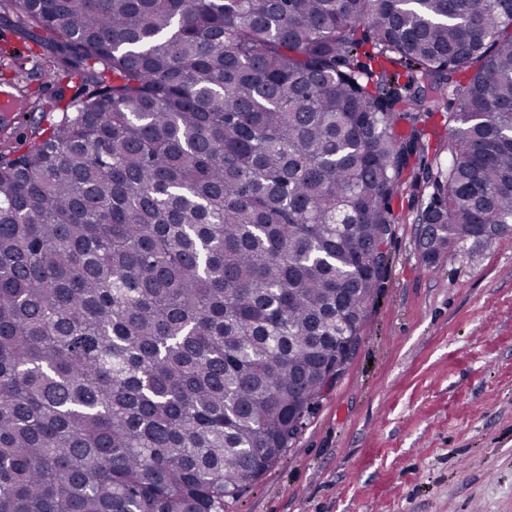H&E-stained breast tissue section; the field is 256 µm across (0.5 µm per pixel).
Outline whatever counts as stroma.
<instances>
[{
    "label": "stroma",
    "mask_w": 512,
    "mask_h": 512,
    "mask_svg": "<svg viewBox=\"0 0 512 512\" xmlns=\"http://www.w3.org/2000/svg\"><path fill=\"white\" fill-rule=\"evenodd\" d=\"M38 39L0 11V148L25 151L57 113L8 100L81 94ZM425 187L393 204V235L358 345L289 449L227 512H512V232L429 261L414 217Z\"/></svg>",
    "instance_id": "stroma-1"
}]
</instances>
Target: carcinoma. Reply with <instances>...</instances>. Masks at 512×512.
Returning a JSON list of instances; mask_svg holds the SVG:
<instances>
[{
	"instance_id": "1",
	"label": "carcinoma",
	"mask_w": 512,
	"mask_h": 512,
	"mask_svg": "<svg viewBox=\"0 0 512 512\" xmlns=\"http://www.w3.org/2000/svg\"><path fill=\"white\" fill-rule=\"evenodd\" d=\"M85 94L0 150V512H224L423 256L512 232V0H5Z\"/></svg>"
}]
</instances>
